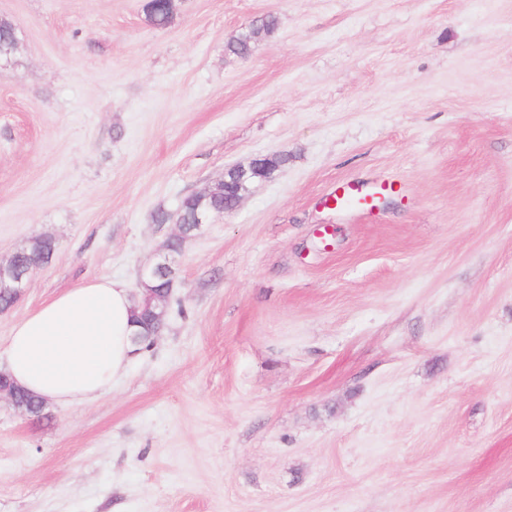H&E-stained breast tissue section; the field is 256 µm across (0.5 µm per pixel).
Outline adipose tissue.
Returning a JSON list of instances; mask_svg holds the SVG:
<instances>
[{
	"instance_id": "ef3b65f1",
	"label": "adipose tissue",
	"mask_w": 512,
	"mask_h": 512,
	"mask_svg": "<svg viewBox=\"0 0 512 512\" xmlns=\"http://www.w3.org/2000/svg\"><path fill=\"white\" fill-rule=\"evenodd\" d=\"M135 331L130 286L92 278L15 324L0 350V371L45 402L80 406L125 374Z\"/></svg>"
}]
</instances>
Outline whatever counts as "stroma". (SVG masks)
I'll use <instances>...</instances> for the list:
<instances>
[{"label":"stroma","instance_id":"35a3bbf8","mask_svg":"<svg viewBox=\"0 0 512 512\" xmlns=\"http://www.w3.org/2000/svg\"><path fill=\"white\" fill-rule=\"evenodd\" d=\"M145 3L0 0V258L56 244L0 342L136 284L158 209L288 162L185 244L110 391L0 399V512H512V0ZM392 180L371 214L324 202ZM273 157L264 156L260 158L254 159L251 164L247 167L245 166H233L224 170V191H225V177L228 174H232L235 178V195H236V204L235 207L231 209L233 211L245 198L247 195V187L249 185H253L255 183V178L260 177L264 178V175H261L260 172L263 168H266L267 171H272L271 165L268 161H272Z\"/></svg>","mask_w":512,"mask_h":512}]
</instances>
